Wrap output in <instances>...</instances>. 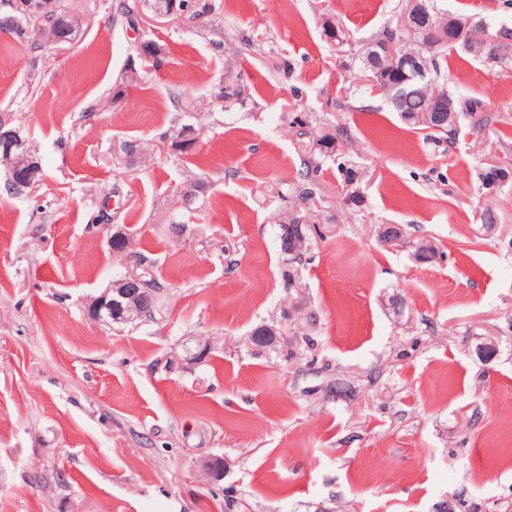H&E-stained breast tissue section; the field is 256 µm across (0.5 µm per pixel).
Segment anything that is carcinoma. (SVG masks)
<instances>
[{
    "mask_svg": "<svg viewBox=\"0 0 512 512\" xmlns=\"http://www.w3.org/2000/svg\"><path fill=\"white\" fill-rule=\"evenodd\" d=\"M173 0H125L120 4V11L129 20L155 8H166ZM427 8L426 17L421 23L422 30L416 32L399 26V23L390 24L384 28L381 37L375 40L377 44H391L398 55H414L422 57L428 62L433 74L443 80L448 77V66L445 58L447 49L460 45L465 49L478 51L484 60L491 66L507 67L512 65V30L502 27L499 30L498 42L490 47L486 40H474V32L479 29L478 25H472L465 19L450 18L448 14L439 10L437 0H425ZM68 16L67 22L74 27L78 19L70 15V11L62 4V0H55L54 9L44 14L41 21L25 17L17 12L13 15L0 18V29H5L13 34L21 44L29 42L31 47L42 46L43 41L35 38L32 30L39 27H49L56 24L63 16ZM465 28V36L458 40L455 37V29ZM373 47L369 46L364 51L363 63L366 71L370 74L373 82L385 91L394 111L400 113L401 117L410 124L422 130L425 138L435 142L455 140L458 134L460 117L470 119L472 127L481 128L484 117L481 112L485 111L484 104L479 100L468 99L458 101L448 97L451 106V116L443 120L428 123L424 120V113L434 107V100L442 97V94L435 92L431 80L423 83L406 82L402 85V93L394 90V84L401 81L402 76L396 73L380 58L372 57ZM314 151L323 157H329L335 151V137L330 134H323L313 142ZM506 178L504 169H495L489 165L479 173L481 185L486 190H494L499 187ZM280 230H288V241L293 243L292 259L296 260L313 243L318 235L316 226L304 224L294 218L288 224L279 225Z\"/></svg>",
    "mask_w": 512,
    "mask_h": 512,
    "instance_id": "obj_1",
    "label": "carcinoma"
}]
</instances>
